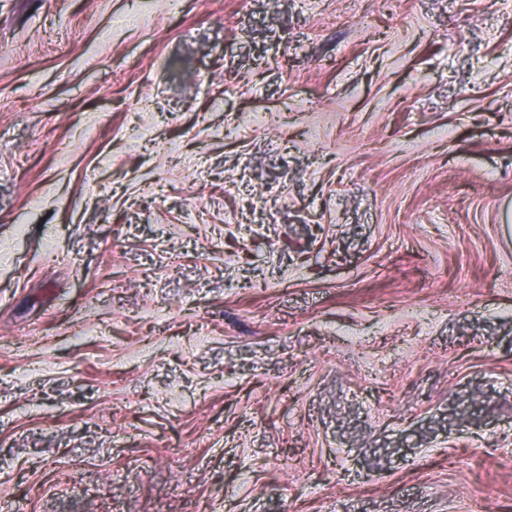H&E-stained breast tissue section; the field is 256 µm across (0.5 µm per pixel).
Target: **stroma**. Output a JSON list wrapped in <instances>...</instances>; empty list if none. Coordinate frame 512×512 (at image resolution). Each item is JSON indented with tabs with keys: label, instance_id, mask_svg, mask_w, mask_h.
Here are the masks:
<instances>
[{
	"label": "stroma",
	"instance_id": "stroma-1",
	"mask_svg": "<svg viewBox=\"0 0 512 512\" xmlns=\"http://www.w3.org/2000/svg\"><path fill=\"white\" fill-rule=\"evenodd\" d=\"M182 2L0 0V512H512V0Z\"/></svg>",
	"mask_w": 512,
	"mask_h": 512
}]
</instances>
